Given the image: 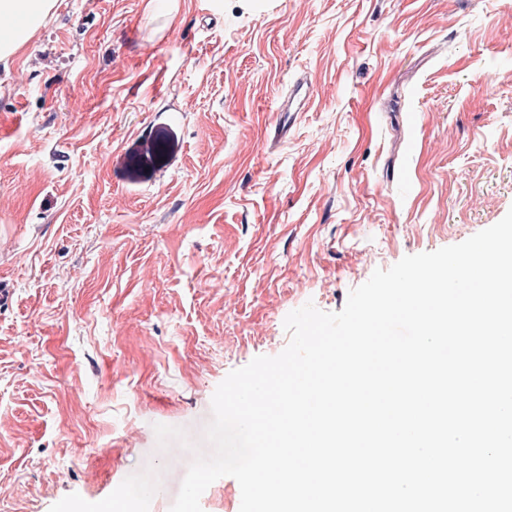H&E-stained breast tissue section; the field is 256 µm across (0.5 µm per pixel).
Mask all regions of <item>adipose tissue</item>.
Instances as JSON below:
<instances>
[{
	"label": "adipose tissue",
	"mask_w": 512,
	"mask_h": 512,
	"mask_svg": "<svg viewBox=\"0 0 512 512\" xmlns=\"http://www.w3.org/2000/svg\"><path fill=\"white\" fill-rule=\"evenodd\" d=\"M55 8L56 0H0V18L12 21L0 28V62H9L25 47Z\"/></svg>",
	"instance_id": "ef3b65f1"
}]
</instances>
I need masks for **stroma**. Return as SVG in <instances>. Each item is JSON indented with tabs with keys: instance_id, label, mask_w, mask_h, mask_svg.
I'll return each instance as SVG.
<instances>
[{
	"instance_id": "obj_1",
	"label": "stroma",
	"mask_w": 512,
	"mask_h": 512,
	"mask_svg": "<svg viewBox=\"0 0 512 512\" xmlns=\"http://www.w3.org/2000/svg\"><path fill=\"white\" fill-rule=\"evenodd\" d=\"M148 4L58 0L0 64V512H170L289 312L512 209V0Z\"/></svg>"
}]
</instances>
